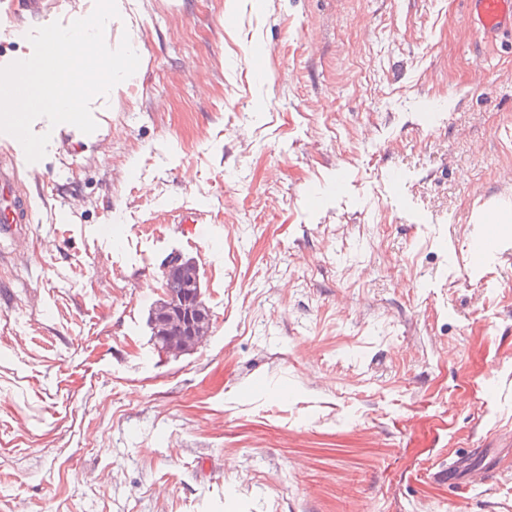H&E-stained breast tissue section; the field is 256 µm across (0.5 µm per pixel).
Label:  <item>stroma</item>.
Here are the masks:
<instances>
[{
	"label": "stroma",
	"mask_w": 512,
	"mask_h": 512,
	"mask_svg": "<svg viewBox=\"0 0 512 512\" xmlns=\"http://www.w3.org/2000/svg\"><path fill=\"white\" fill-rule=\"evenodd\" d=\"M94 7L0 0V66ZM118 9L140 64L97 130L35 120V163L0 133L32 208L0 240V512H512V33L467 0ZM173 251L212 314L176 357ZM178 280H181L184 283V288L181 289L180 293L169 296L168 299L171 302L165 298V290L164 288H161L163 297L161 298L160 296L156 301L154 310L150 317L155 345H157L160 352H165L174 357L188 350L184 348L180 342V336H183L184 332L181 330V321L178 313L175 309L170 307V304L174 307H178L177 309L182 316L183 312L186 310V305L189 303L190 298L193 295V288H200L198 283L195 287L193 282H189L186 279ZM202 295L200 288L199 300L197 302L193 301L200 311L199 319L197 320L195 318V320H197L196 322L199 324L196 328V334L200 335L201 338H205L211 328V313ZM191 315V310H189L187 316L188 329L186 331V335L183 336L185 346H188L195 336Z\"/></svg>",
	"instance_id": "1"
}]
</instances>
